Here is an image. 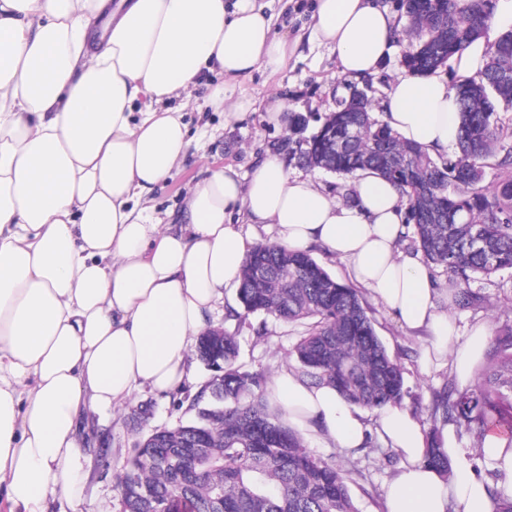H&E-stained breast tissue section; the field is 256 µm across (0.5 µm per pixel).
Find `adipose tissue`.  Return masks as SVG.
Segmentation results:
<instances>
[{"label": "adipose tissue", "instance_id": "1", "mask_svg": "<svg viewBox=\"0 0 512 512\" xmlns=\"http://www.w3.org/2000/svg\"><path fill=\"white\" fill-rule=\"evenodd\" d=\"M491 12L455 55L458 75L479 77L512 29V0H492ZM313 19L342 80L376 73L399 28L379 0H316ZM294 50L257 0H0V512H45L60 491L79 508L85 410L123 406L141 384L164 393L182 383L190 347L252 245L239 213L277 225L283 247L320 244L347 261L403 327L428 331V355L470 380L489 329L460 340L427 265L397 247L407 199L380 177H356L347 202L276 158L246 173L207 162L189 224L150 222L149 194L192 142V87L223 74L208 103L240 118L254 106L240 80L282 72ZM383 111L403 141L430 151L458 142L460 108L441 73L401 74ZM273 384L301 430L322 429L339 448L374 433L400 453L387 512H494L444 420L430 435L391 405L372 428L331 386L286 370ZM432 448L451 475L424 465Z\"/></svg>", "mask_w": 512, "mask_h": 512}]
</instances>
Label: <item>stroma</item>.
Listing matches in <instances>:
<instances>
[{
	"label": "stroma",
	"mask_w": 512,
	"mask_h": 512,
	"mask_svg": "<svg viewBox=\"0 0 512 512\" xmlns=\"http://www.w3.org/2000/svg\"><path fill=\"white\" fill-rule=\"evenodd\" d=\"M263 2L273 17L276 30L298 38L295 53L287 68L276 76L257 72L243 79L241 88L257 102L256 111L231 121L226 120L223 113L207 107L187 114L191 128L206 129L207 137L202 149H189L179 170L149 195L151 213L162 222H183L186 199L195 182L203 176L199 162L203 154L217 164H232L245 171L264 159L284 157L292 173L311 175L319 187L340 193L342 187L348 186V179L321 169L311 171L298 160L288 159L286 127L270 125L263 119L262 106L268 92L279 90L288 102L289 111L307 116V129L312 132L320 126L325 115L334 110L337 98L349 97L357 89L367 92L372 99L374 114H381L382 101L390 83L404 71L401 60L409 47L410 22L407 17H400L394 50L378 73L341 85L334 78L338 68L335 53L311 36L312 0ZM468 286L480 295L481 301L470 307H453L460 336H467L470 328L477 324L486 325L493 334L512 324V270L471 278ZM365 302L377 335L403 368L407 390L403 406L425 428H432L435 419L433 394L455 377L450 362L424 368L422 357L428 345L426 333L401 327L373 297H366ZM208 322L223 326L225 331L237 336L239 362L245 368L275 375L295 367L291 350L301 333L300 326L263 313L242 314L235 291L225 290ZM188 367L189 381L176 390L157 393L149 387L139 386L126 406L87 415L83 451L90 466L81 479L83 512H120L116 472L136 438L128 422L129 410L144 402L153 403L155 414L150 424L154 427L172 426L185 419V397L194 395L209 376L196 357H189ZM304 439L315 454L334 460L349 471V491L358 512H385V496L400 469V455H386L384 443L377 439L365 448H336L324 443L317 433L305 434Z\"/></svg>",
	"instance_id": "obj_1"
}]
</instances>
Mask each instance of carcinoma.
<instances>
[{"label":"carcinoma","instance_id":"1","mask_svg":"<svg viewBox=\"0 0 512 512\" xmlns=\"http://www.w3.org/2000/svg\"><path fill=\"white\" fill-rule=\"evenodd\" d=\"M490 2L461 8L457 0H401L415 33L404 66L426 74L463 51L486 27ZM453 90L462 134L452 157L436 160L402 141L372 116L365 95L336 105L299 153L345 178L368 172L393 184L407 198L406 224L425 262L466 283L512 270V174H489L504 137L501 114L512 112V30L490 46L481 79ZM237 294L246 313L303 327L292 355L305 381L330 385L371 411L403 400L402 368L377 336L359 290L308 252L255 245L242 261ZM196 356L203 364L224 361V397L215 399L207 381L188 403L189 421L163 428L150 448L136 439L117 476L121 512H358L348 472L307 448L283 419L270 376L238 364L235 336L204 330ZM436 410L475 433L480 449L500 428L498 438L512 451V326L500 333L482 382L466 392L448 387Z\"/></svg>","mask_w":512,"mask_h":512}]
</instances>
